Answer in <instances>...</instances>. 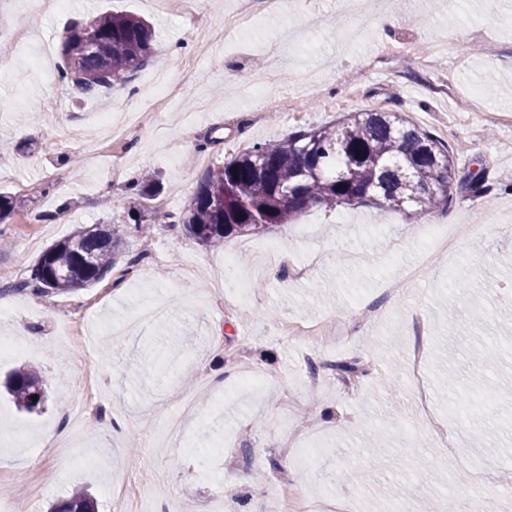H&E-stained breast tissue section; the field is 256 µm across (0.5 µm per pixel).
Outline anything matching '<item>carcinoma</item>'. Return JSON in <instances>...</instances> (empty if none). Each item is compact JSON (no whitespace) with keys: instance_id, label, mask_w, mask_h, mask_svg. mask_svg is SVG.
<instances>
[{"instance_id":"1","label":"carcinoma","mask_w":512,"mask_h":512,"mask_svg":"<svg viewBox=\"0 0 512 512\" xmlns=\"http://www.w3.org/2000/svg\"><path fill=\"white\" fill-rule=\"evenodd\" d=\"M152 56L149 23L126 13H104L74 26L61 49L59 80L80 96L124 85ZM452 151L399 112L365 110L328 125L302 129L274 143H257L223 166L206 171L182 217L191 237L209 247L230 235H262L309 208L383 206L416 223L452 200ZM124 244L114 228L80 231L47 247L33 277L7 289L69 295L101 281ZM3 288L0 292L7 291ZM17 406L44 409L36 369L15 370L6 383ZM37 400H32V396ZM51 512H98L96 499L77 487Z\"/></svg>"}]
</instances>
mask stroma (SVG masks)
Returning a JSON list of instances; mask_svg holds the SVG:
<instances>
[{"mask_svg":"<svg viewBox=\"0 0 512 512\" xmlns=\"http://www.w3.org/2000/svg\"><path fill=\"white\" fill-rule=\"evenodd\" d=\"M285 0L284 15L260 18L247 44L198 54L182 18L156 0H70L55 13L32 14L25 0H0V138L21 140L24 155L0 153L15 181L0 182L14 209L0 225V279L29 278L53 242L100 223L126 230L137 197L134 182L155 175L156 202L179 214L201 181L198 151L210 164L256 142L326 124L360 110L406 113L450 146L457 178L478 175L484 196L456 192L435 221L470 224L473 235L453 252L423 248L418 225L393 210L313 208L294 223L253 237L278 243L296 261L320 251L325 261L298 282L275 266L248 265L244 287L214 294L219 263L238 246L196 243L181 224L128 233L112 278L66 296L30 291L1 298L0 339L17 328L33 333L25 353L0 360V376L35 366L49 396L29 413L0 397V475L9 477L0 512H48L85 485L99 512H116L114 488L135 480L140 512H263L282 476L313 512H468L474 494L512 512V0H468L458 13L448 0ZM104 12L148 20L150 62L129 84L81 98L55 76L68 29ZM395 27L380 29L378 13ZM25 27L28 38L11 34ZM279 41L280 67L294 115L265 111L237 92L255 73L254 58ZM412 43L406 65L385 46ZM442 43L447 89L432 93L424 60ZM192 67V87L177 99L148 97L155 71ZM494 92H487V79ZM148 108L157 122L186 115L165 142L142 127L96 148L66 137L107 108ZM27 191H17V183ZM153 241L168 258L143 256ZM401 251H393V241ZM426 261L422 279L387 294L386 275ZM466 280L469 294L455 280ZM167 301L161 322L142 324L113 342L108 326ZM377 308L361 321L363 303ZM353 323L335 347L315 350L289 336V322ZM425 350V385L439 420L451 421L474 449L468 473L450 470L440 443L420 424L406 376L407 355ZM356 362L358 388L331 366ZM323 382L305 387L310 365ZM96 397L81 433L71 404L86 389ZM119 417L123 432L109 434ZM404 426L395 429L394 418ZM299 447H285L288 437Z\"/></svg>","mask_w":512,"mask_h":512,"instance_id":"35a3bbf8","label":"stroma"}]
</instances>
